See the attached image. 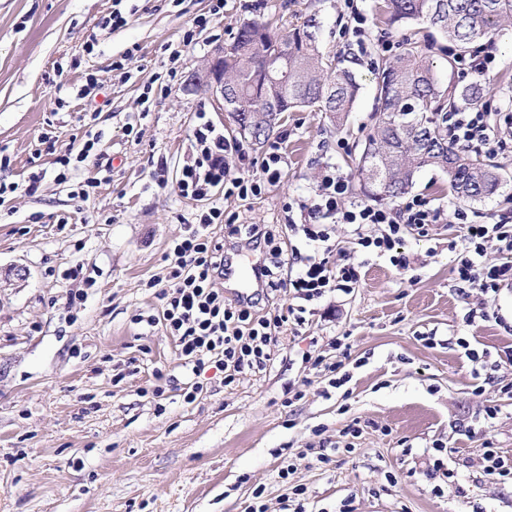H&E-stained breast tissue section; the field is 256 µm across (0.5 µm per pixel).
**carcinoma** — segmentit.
I'll return each instance as SVG.
<instances>
[{
    "instance_id": "cac0c4a2",
    "label": "carcinoma",
    "mask_w": 512,
    "mask_h": 512,
    "mask_svg": "<svg viewBox=\"0 0 512 512\" xmlns=\"http://www.w3.org/2000/svg\"><path fill=\"white\" fill-rule=\"evenodd\" d=\"M391 26L427 23L465 54L490 43L501 26L512 21V0H384ZM318 22L311 16L284 34L263 22L239 29L224 54V89L233 100L230 112L239 133L262 146L282 114L299 109L323 112L336 130L346 125L360 91L347 59L324 53ZM278 54L288 63V82L268 78L266 56ZM381 102L376 126L361 155L353 160L360 192L374 202L394 203L413 187L423 168L448 175L454 195L481 202L502 184L501 167L455 144L448 136V113L478 104L488 82L477 79L461 88L444 89L434 61L416 38L375 71Z\"/></svg>"
}]
</instances>
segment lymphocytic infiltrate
Returning a JSON list of instances; mask_svg holds the SVG:
<instances>
[{
  "label": "lymphocytic infiltrate",
  "instance_id": "f902f5d3",
  "mask_svg": "<svg viewBox=\"0 0 512 512\" xmlns=\"http://www.w3.org/2000/svg\"><path fill=\"white\" fill-rule=\"evenodd\" d=\"M197 119L191 160L177 181L182 196L204 197L220 186L228 197H256L280 181L285 157L279 143L269 145L258 174L239 176L232 164L245 161L242 147L217 131L205 114H198ZM448 130L456 143L479 153L492 155L505 145L504 133L492 113L481 106L449 113ZM297 209V214L287 215L284 229L289 236L314 244L309 253L297 247L283 253L273 244L274 230L261 224H235L230 230L231 237L244 245H268L266 291L271 294L287 287L295 299L284 313H256L250 301L226 303L223 291L215 288V281L224 276V251L211 243L207 230L222 221L223 210L213 208L202 214L197 229L175 243L169 285L161 293L165 301L162 324L174 338L183 366L191 375L185 400L196 399L201 389L198 378L205 370H223L224 382L229 385L244 370L264 369L277 334L306 323L309 302L328 292L347 294L356 288L359 266L333 261L329 225H350L355 245L388 257L393 266L404 269L409 260L401 251L403 231L410 228L427 234L444 213L443 207L417 197L395 206L350 201L347 178L331 169L323 175L311 202L298 203ZM373 224L383 225L380 235H370ZM461 240L466 255L455 269L460 282L487 294L512 280L511 210L491 224L462 225ZM288 264L297 266L298 271L286 281L280 272Z\"/></svg>",
  "mask_w": 512,
  "mask_h": 512
}]
</instances>
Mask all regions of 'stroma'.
I'll return each mask as SVG.
<instances>
[{"instance_id":"obj_1","label":"stroma","mask_w":512,"mask_h":512,"mask_svg":"<svg viewBox=\"0 0 512 512\" xmlns=\"http://www.w3.org/2000/svg\"><path fill=\"white\" fill-rule=\"evenodd\" d=\"M355 2L369 19L359 46L341 36L344 0H226L216 15L211 0H135L119 29L107 23L112 0H0V153L10 159L0 180L20 185L0 201V512H244L257 489L267 512H283L296 487L308 512H338L346 500L356 512H512V484L485 478L482 460L487 439L512 458V395L501 391L512 368L478 369L465 355L512 348V287L460 291V204L445 173L422 170L412 188L445 214L427 236L405 230L409 267L354 251L349 226L336 225L337 251L362 263L358 286L316 302L308 324L280 334L267 367L233 386L212 369L185 402L175 342L145 322L161 317L158 283L172 245L202 210L280 224L288 202L311 200L325 168L348 173L375 122L376 40L398 45L406 33L383 22L379 0ZM312 14L320 47L351 60L361 84L345 130L322 112L285 113L275 138L286 165L275 186L244 199L220 187L202 200L180 196L198 113L239 137L196 83L216 49L245 21L284 32ZM200 15L207 28L185 42ZM491 47L485 99L512 113V28ZM118 60L124 71L114 70ZM90 78L93 121L76 98ZM90 131L101 138L96 155L59 182V157ZM495 160L509 178L465 206L472 222L512 207V147ZM472 308L483 317L467 321ZM338 336L350 345L349 393L327 397V377L305 357L335 361ZM292 385L305 391L294 403ZM490 403L500 407L492 419ZM353 423L355 437L345 433ZM435 443L459 473L440 494L426 455ZM326 448L333 455L323 463Z\"/></svg>"}]
</instances>
